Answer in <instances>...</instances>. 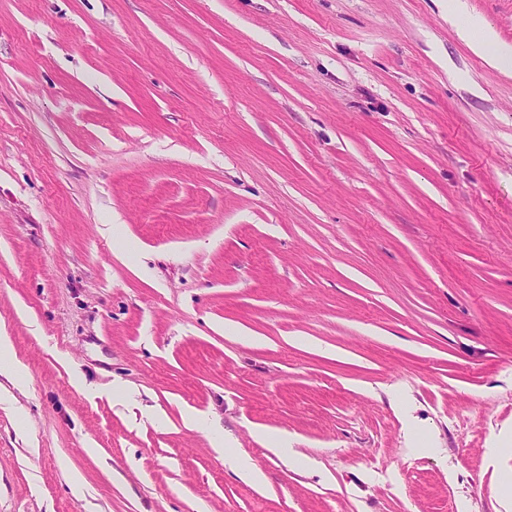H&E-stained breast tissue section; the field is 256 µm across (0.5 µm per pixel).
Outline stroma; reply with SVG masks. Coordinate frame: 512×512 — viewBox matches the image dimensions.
<instances>
[{
    "label": "stroma",
    "mask_w": 512,
    "mask_h": 512,
    "mask_svg": "<svg viewBox=\"0 0 512 512\" xmlns=\"http://www.w3.org/2000/svg\"><path fill=\"white\" fill-rule=\"evenodd\" d=\"M0 326V512H512V75L448 0H0ZM460 37L470 44L474 51L485 56L491 65L501 71H512V49L501 48L486 36L477 37L470 25L462 24ZM254 436L261 442H265L269 449L280 458L288 459L291 462L302 459L303 455L296 448H292L291 442L287 437H271L260 430L256 431Z\"/></svg>",
    "instance_id": "stroma-1"
}]
</instances>
